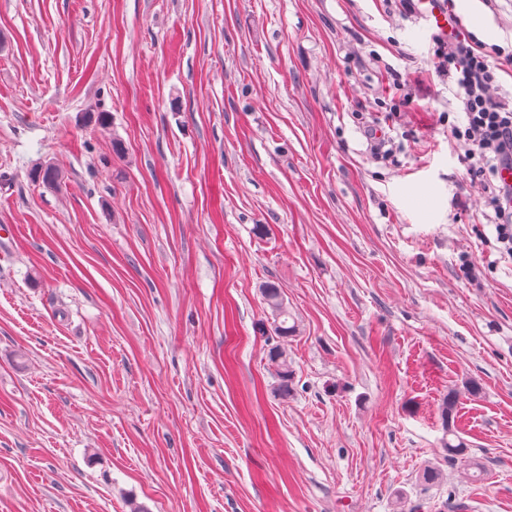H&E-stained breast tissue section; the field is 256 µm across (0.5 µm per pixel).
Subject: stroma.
Listing matches in <instances>:
<instances>
[{"instance_id": "35a3bbf8", "label": "stroma", "mask_w": 512, "mask_h": 512, "mask_svg": "<svg viewBox=\"0 0 512 512\" xmlns=\"http://www.w3.org/2000/svg\"><path fill=\"white\" fill-rule=\"evenodd\" d=\"M454 7L512 101V0ZM431 43L400 0H0V512H512V261ZM262 296L269 309L270 319L274 325L275 332L280 336L292 335L296 331V325L291 312L288 310L280 288L276 284L266 283L262 286ZM289 319L293 324L288 326ZM269 361L279 380L278 393L281 396H288V382L291 380L293 369L288 355L280 348H272L269 352ZM457 406V396L453 392H449L448 395L443 399L441 404V415L444 421V429L445 432L449 435H454L457 439L458 443L453 444L451 440L444 442V450L448 453V457L458 458L464 456L463 448H466V445L463 441H461L458 436H456L454 430L449 425V419L451 418L452 413L455 411Z\"/></svg>"}]
</instances>
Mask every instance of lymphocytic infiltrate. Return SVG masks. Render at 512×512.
Returning <instances> with one entry per match:
<instances>
[{
  "mask_svg": "<svg viewBox=\"0 0 512 512\" xmlns=\"http://www.w3.org/2000/svg\"><path fill=\"white\" fill-rule=\"evenodd\" d=\"M433 56L440 75L454 81L455 96L466 114L464 126H452L451 137L461 153L459 160L472 179L494 177L512 167V103L495 91L496 77L485 55L465 40H433ZM491 206L496 240L504 256L512 259V186L497 181Z\"/></svg>",
  "mask_w": 512,
  "mask_h": 512,
  "instance_id": "f902f5d3",
  "label": "lymphocytic infiltrate"
}]
</instances>
